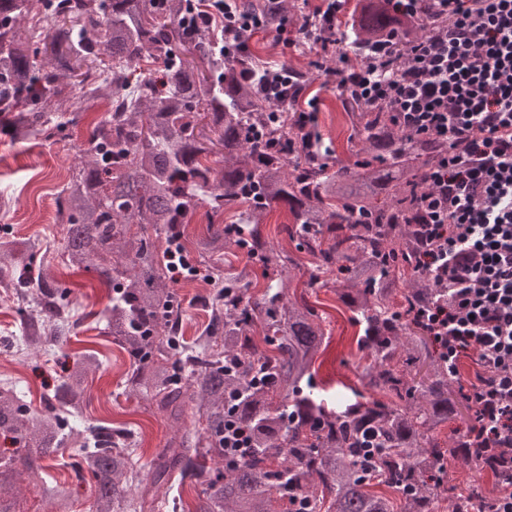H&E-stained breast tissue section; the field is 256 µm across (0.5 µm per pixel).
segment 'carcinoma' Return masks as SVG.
Wrapping results in <instances>:
<instances>
[{
    "mask_svg": "<svg viewBox=\"0 0 512 512\" xmlns=\"http://www.w3.org/2000/svg\"><path fill=\"white\" fill-rule=\"evenodd\" d=\"M185 0H0V108L22 141L49 139L102 98L81 161L58 198L69 224L65 256L112 288L104 334L129 354L126 388L172 430L151 461V476L129 483L128 434L93 425L75 431L58 413L85 395L96 354L83 355L33 417L16 390L0 385V436L23 451L0 453V512H18L20 478L38 487L52 512H71L73 488L50 481L47 462L78 445L76 472L94 480L89 512H160L161 487L202 482L192 512H491L493 494L476 481L445 487L448 458L483 463L439 433L457 415L458 378L411 312L440 297L416 255L418 199L448 152L440 138L414 136L380 105L339 90L353 136L351 162L325 144L317 115L302 120L299 97L275 105L242 69L224 61V29L183 20ZM270 28L286 5L239 0ZM316 28H331L351 52L337 65L352 73L373 60L376 38L399 29L384 4L363 6ZM218 157L214 164L208 156ZM228 224H211L195 243L207 271L210 324L181 336V298L165 254L184 252L182 224L199 206ZM285 205L282 231L313 258L309 285L331 288L353 315L363 355V390L331 401L314 393V365L329 333L305 300L289 297L291 254L262 233L269 211ZM30 239L0 243V286L29 308L27 351L60 346L69 333L65 290L40 276L9 277ZM244 255L237 275L222 264ZM267 283L251 292L252 272ZM376 397L368 399L365 392ZM195 407L204 427L188 424ZM253 436L254 454L224 461V424ZM376 486L387 491L377 493Z\"/></svg>",
    "mask_w": 512,
    "mask_h": 512,
    "instance_id": "carcinoma-1",
    "label": "carcinoma"
}]
</instances>
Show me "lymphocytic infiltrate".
Listing matches in <instances>:
<instances>
[{
    "instance_id": "obj_1",
    "label": "lymphocytic infiltrate",
    "mask_w": 512,
    "mask_h": 512,
    "mask_svg": "<svg viewBox=\"0 0 512 512\" xmlns=\"http://www.w3.org/2000/svg\"><path fill=\"white\" fill-rule=\"evenodd\" d=\"M410 24L429 23L418 40L374 49L376 62L343 75L322 66L325 83L342 80L362 101L385 104L398 124L448 143L419 202L420 266L446 297L413 310L448 358H476L483 369L463 392L475 410L467 449L486 448L485 466L512 467V0H387ZM198 20L224 23V58L239 62L265 26L237 14L232 0H190ZM306 33L322 58L345 46L335 35L284 21L288 45Z\"/></svg>"
}]
</instances>
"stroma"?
<instances>
[{"label":"stroma","mask_w":512,"mask_h":512,"mask_svg":"<svg viewBox=\"0 0 512 512\" xmlns=\"http://www.w3.org/2000/svg\"><path fill=\"white\" fill-rule=\"evenodd\" d=\"M250 47L261 59L295 70L315 71L319 61L310 41L300 35L292 45L285 46L275 40L272 30H260L251 38ZM108 107V101H101L96 109L85 112L77 125L67 126L39 144L14 141L6 124H0V199L8 203L6 213H0V241L10 235L37 241L38 247L27 258V266L69 289L72 315L67 345L40 353L23 351L19 337L28 310L13 293L0 288V378H5L25 395L33 410L39 411L44 394L63 380L77 353L96 351L101 365L88 379V407L84 413L70 415L69 423L82 430L98 420L101 413L111 412L114 425L127 429L134 448V467L143 474L156 449L164 445L168 430L147 409L141 396L126 392L124 374L129 358L112 337L97 329L102 312L111 303L112 291L96 272L68 269L64 256L67 227L57 215L59 186L90 130ZM294 285L296 296L304 297L316 308L330 333V343L316 362L315 382L329 394L343 395L345 385L357 383L354 369L361 356L352 314L337 303L332 292L307 288L304 276H297ZM177 290L185 308L182 331L185 340L190 341L209 321L208 288L200 281L182 282Z\"/></svg>","instance_id":"stroma-1"}]
</instances>
